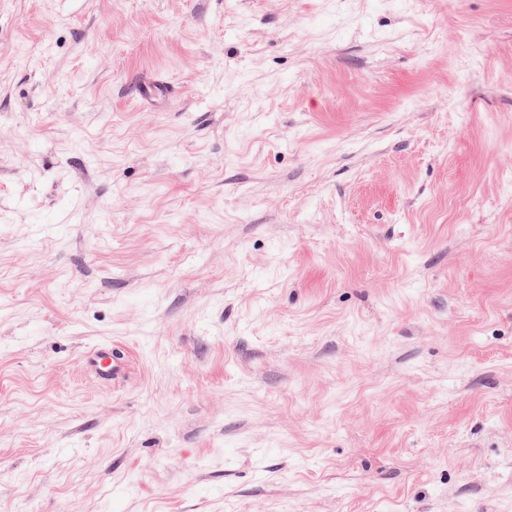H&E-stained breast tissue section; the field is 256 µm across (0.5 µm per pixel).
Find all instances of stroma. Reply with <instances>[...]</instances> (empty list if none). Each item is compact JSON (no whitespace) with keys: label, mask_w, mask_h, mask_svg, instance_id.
I'll list each match as a JSON object with an SVG mask.
<instances>
[{"label":"stroma","mask_w":512,"mask_h":512,"mask_svg":"<svg viewBox=\"0 0 512 512\" xmlns=\"http://www.w3.org/2000/svg\"><path fill=\"white\" fill-rule=\"evenodd\" d=\"M510 169L512 0H0V512H512Z\"/></svg>","instance_id":"stroma-1"}]
</instances>
